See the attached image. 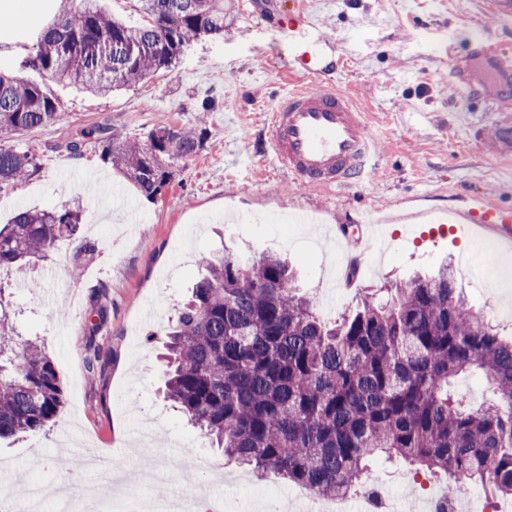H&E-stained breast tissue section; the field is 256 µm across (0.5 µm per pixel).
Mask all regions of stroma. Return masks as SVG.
I'll return each instance as SVG.
<instances>
[{
  "label": "stroma",
  "mask_w": 512,
  "mask_h": 512,
  "mask_svg": "<svg viewBox=\"0 0 512 512\" xmlns=\"http://www.w3.org/2000/svg\"><path fill=\"white\" fill-rule=\"evenodd\" d=\"M489 0H229L220 38L204 36L184 47L172 71L93 96L49 83L66 121L36 131L0 136V145L32 151L40 171L0 192V224L25 209L76 205L83 234L112 250L96 255L97 273L72 281L76 250L64 246L34 272L8 274L10 306L20 340H40L51 354L64 391L55 424L36 435L0 439V499L36 483L38 512H53L56 487L68 470L59 447L70 434L81 447L118 453L126 487L106 496L112 512H134L138 502L165 501L140 484V458L131 442L156 424L155 457H176L184 471L175 481L196 500H226L239 512L260 504V489L296 493L297 484L270 472L256 475L227 460L190 427L161 389L159 359L165 332L179 303L201 276L202 255L224 250L244 255L274 252L288 259L298 285L326 322L358 305L364 288H387L418 273L452 264L470 313L500 336L512 337V253L487 258L478 238L429 236L430 228L460 219L476 194L512 208V152L501 150L499 130L512 127V81L488 78L484 44L512 54V14L490 11ZM308 21L294 44L281 41L278 23L298 9ZM36 31L19 30L0 49V72L32 81L28 66ZM455 45L466 67L459 80L446 49ZM318 56L325 73L307 79L314 90L339 86L370 114L380 155L374 177L357 187L330 191L293 183L272 159L266 124L276 95L292 88L288 69L296 53ZM149 144L163 126L201 132L200 150L171 164L172 177L156 199L136 189L93 144L75 155L69 142L94 127ZM391 217L385 246L367 243L358 226L364 212ZM345 230L348 255L320 248L312 231ZM357 265L355 285L327 298L333 264ZM98 324L89 334L90 324ZM99 361L86 373L90 347ZM369 477L400 484L411 502L422 490L398 458L371 462Z\"/></svg>",
  "instance_id": "1"
}]
</instances>
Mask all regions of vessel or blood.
I'll return each mask as SVG.
<instances>
[{
	"mask_svg": "<svg viewBox=\"0 0 512 512\" xmlns=\"http://www.w3.org/2000/svg\"><path fill=\"white\" fill-rule=\"evenodd\" d=\"M267 125L275 160L299 186H356L376 170L365 114L340 87L317 92L293 87L279 97ZM466 217L461 232L479 224L512 233V209L488 205L482 197L469 200Z\"/></svg>",
	"mask_w": 512,
	"mask_h": 512,
	"instance_id": "1",
	"label": "vessel or blood"
}]
</instances>
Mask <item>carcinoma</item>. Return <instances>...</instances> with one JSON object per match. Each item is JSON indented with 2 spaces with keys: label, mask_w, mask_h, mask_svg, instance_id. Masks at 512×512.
<instances>
[{
  "label": "carcinoma",
  "mask_w": 512,
  "mask_h": 512,
  "mask_svg": "<svg viewBox=\"0 0 512 512\" xmlns=\"http://www.w3.org/2000/svg\"><path fill=\"white\" fill-rule=\"evenodd\" d=\"M130 24L97 0H65L37 39L27 65L48 79L108 94L175 64L184 44L224 35V0H138ZM66 119L40 84L0 73V135ZM202 136L164 127L140 147L112 133L99 138L101 159L137 191L155 198L170 162L194 155ZM37 155L0 146V191L39 173ZM80 214L65 206L21 210L0 225V270L52 253L61 239L79 254ZM206 274L166 332L165 398L224 455L257 472L276 470L320 497L360 484L375 457H400L415 469L476 479L512 496V340L466 312L454 271L365 292L341 321L320 319L298 291L288 262L250 260L226 251L203 255ZM478 373L495 398L465 406L448 394L462 372ZM64 404L53 358L28 344L0 364V437L45 430Z\"/></svg>",
  "instance_id": "cac0c4a2"
}]
</instances>
